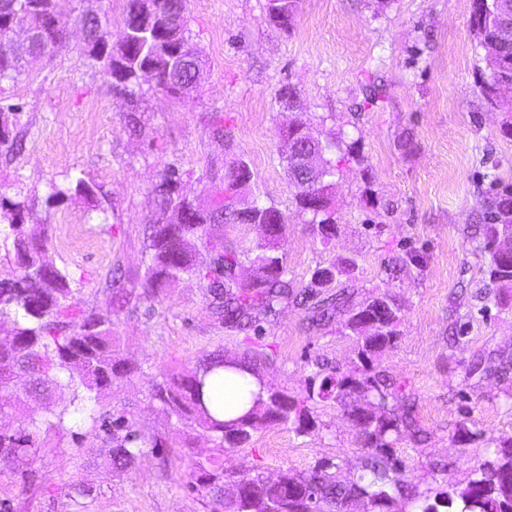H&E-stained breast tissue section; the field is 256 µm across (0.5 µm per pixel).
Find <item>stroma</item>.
Returning a JSON list of instances; mask_svg holds the SVG:
<instances>
[{"instance_id":"35a3bbf8","label":"stroma","mask_w":512,"mask_h":512,"mask_svg":"<svg viewBox=\"0 0 512 512\" xmlns=\"http://www.w3.org/2000/svg\"><path fill=\"white\" fill-rule=\"evenodd\" d=\"M267 0H189L188 35L207 62L195 91L176 99L144 77L135 88L138 127L112 91L113 79L88 55L80 26L65 47L23 56L16 81L0 103L23 110L0 147V199L25 203L23 230L46 228L47 264L68 271L84 310L112 307L114 268L138 284L147 228L158 218L152 188L178 169L181 195L209 201L225 163H247L249 188L288 218L287 277L305 286L315 268L346 263L340 284L352 304L390 294L399 306L398 336L373 361L410 396L425 440L402 430L393 448L422 494L442 483L465 487L496 438L512 436V291L504 304L484 294L478 216L497 177L512 178V138L504 115L478 91L485 72L472 27L473 0H299L284 31L266 16ZM62 14H97L110 43L121 37L126 0H57ZM387 86L383 102L367 104L370 77ZM294 87L293 109L275 102ZM223 121L225 142L211 125ZM300 125L333 142L338 161L333 210L336 237L323 244L296 215L295 188L279 151L283 129ZM83 179L87 190L53 196V184ZM205 290L185 276L149 302L112 318L131 373L102 389L101 414L125 415L160 437L129 471L106 469L109 444L91 420L44 434L46 452L0 473V499L20 512H207L202 494L184 485L214 443L178 422L152 398L154 383L194 371L215 350L262 353L268 387L294 397L319 388L330 372L360 376L355 336L341 323L309 329L304 307L288 304L262 323L260 334L230 331L206 309ZM482 361L485 369L469 368ZM311 423L263 425L246 447L224 452V466L275 478L332 460L340 478L362 472L364 444L339 402L309 403ZM449 459L447 474L434 470ZM35 474L45 494H19V472ZM85 482L83 501L69 494Z\"/></svg>"}]
</instances>
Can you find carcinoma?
Returning a JSON list of instances; mask_svg holds the SVG:
<instances>
[{
  "mask_svg": "<svg viewBox=\"0 0 512 512\" xmlns=\"http://www.w3.org/2000/svg\"><path fill=\"white\" fill-rule=\"evenodd\" d=\"M157 18L150 22L134 21L136 0H127L125 20L131 26L127 40L115 45L104 55L94 56L103 71L113 74V60H123L124 73L113 89L121 97L133 95L132 85L136 71L144 65L155 72V85L170 95L173 87L196 79L191 69H178L167 57V47L175 40L188 41L187 0H154ZM55 0H0V83L13 82L20 75L18 56L8 44L11 28L29 24L40 26V18L54 12ZM269 23L287 29L298 10V0H267ZM480 37L486 74L480 83V94L494 109L507 114L502 133L512 136V99H504L493 92L496 79H512V46L498 41L489 22L472 20ZM87 45L104 35L99 18L83 21ZM69 37L68 23L58 19L57 24L42 31L38 48L43 53H54L63 47ZM181 175L166 169L154 185L155 202L163 221L149 227L148 259L140 288L112 289V312L91 313L78 306L70 288L67 273L49 266L43 260L46 230L29 233L18 224L25 208L23 201H0V220L13 229V262L10 278L0 279V317L11 318L14 334L0 338V411L4 407L20 405L23 399L33 398L44 405V415L36 419L25 416L18 428L0 427V472L12 468L23 457H35L44 451L40 432L60 431L67 421L68 409H57L52 393L63 387L79 385L83 395H75L74 412H88L95 401L93 392L129 373V366L120 355L112 336V314L122 310L131 300L148 301L157 297L159 289L187 274L203 284L211 317L218 323L240 332L259 330L261 320L277 312L292 300H308L330 288L343 269L332 263L327 266L330 278L310 281L301 289L294 288L286 278L282 252V237L287 218L281 211L271 212L265 205L243 195L250 179L246 162L236 160L224 172L223 186L215 187L208 204L197 203L175 192L173 183ZM296 189L295 204L298 214L305 215L306 197L310 187L299 175L291 176ZM265 215L268 224L276 225L272 237L257 245V253L238 248L228 234L219 228L249 224L258 214ZM333 210L311 216L313 230L328 242L336 235ZM486 238L484 252L490 256L487 274L496 288L512 290V261L501 258L495 249L499 239L512 237V184L493 181L485 192V207L481 216ZM196 238L211 255L210 262L196 264L187 248L188 239ZM249 259L251 275L245 281L236 275ZM350 295L345 289L320 300L312 308L311 324L325 326L336 316L344 317L343 325L358 336V356L364 363L388 348L396 339L399 306L396 300L383 294L357 308L349 305ZM370 315L373 323L363 322ZM261 357L245 353L230 360L216 350L200 362L199 367L186 377H171L153 387L152 397L162 410L179 420L201 428L215 442L214 454L193 464L185 486L206 493L205 505L210 512H343L354 497H364L378 512H395L399 503L418 499L416 486L404 477L405 465L398 459L387 434L405 429L414 436L421 430L411 416L410 403L403 390L391 379L378 372L364 371L357 379L326 375L319 392L308 391L307 398L332 397L345 404L346 396L358 393L376 400L375 411L348 410L349 418L358 426L366 447L364 475L358 480L343 481L336 476V464L323 460L306 473L285 471L279 480L269 482L257 472L237 476L224 469V448H240L248 444L252 432L260 424L286 423L290 418L304 426L308 409L298 399H291L279 391L262 387L251 407L242 415L224 419V404L212 398L209 378L221 384V374L231 367L259 375ZM28 377L24 395L13 387L19 374ZM395 405H389V401ZM112 454L110 468L123 473L143 456L153 453L162 444L158 438L147 436L137 429L135 422L119 417L112 421ZM420 512H512V439H507L494 450V457L486 459L475 470V478L459 489L452 484L425 497Z\"/></svg>",
  "mask_w": 512,
  "mask_h": 512,
  "instance_id": "obj_1",
  "label": "carcinoma"
}]
</instances>
